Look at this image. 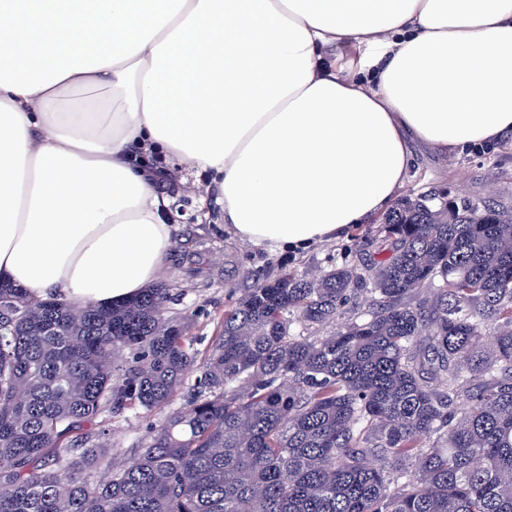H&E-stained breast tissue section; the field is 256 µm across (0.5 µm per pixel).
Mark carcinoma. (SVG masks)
<instances>
[{
  "label": "carcinoma",
  "instance_id": "cac0c4a2",
  "mask_svg": "<svg viewBox=\"0 0 512 512\" xmlns=\"http://www.w3.org/2000/svg\"><path fill=\"white\" fill-rule=\"evenodd\" d=\"M374 241L363 271L256 281L202 360L164 284L101 307L1 281L0 512H512V204L412 192ZM194 372L111 471L101 415Z\"/></svg>",
  "mask_w": 512,
  "mask_h": 512
}]
</instances>
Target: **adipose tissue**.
Returning <instances> with one entry per match:
<instances>
[{
    "label": "adipose tissue",
    "mask_w": 512,
    "mask_h": 512,
    "mask_svg": "<svg viewBox=\"0 0 512 512\" xmlns=\"http://www.w3.org/2000/svg\"><path fill=\"white\" fill-rule=\"evenodd\" d=\"M509 132L512 0H0V280L140 294L178 232L154 157L211 173L227 233L303 252L389 207L411 142Z\"/></svg>",
    "instance_id": "obj_1"
}]
</instances>
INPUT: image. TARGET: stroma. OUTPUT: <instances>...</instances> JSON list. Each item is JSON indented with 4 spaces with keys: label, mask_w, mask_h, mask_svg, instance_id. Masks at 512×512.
Wrapping results in <instances>:
<instances>
[{
    "label": "stroma",
    "mask_w": 512,
    "mask_h": 512,
    "mask_svg": "<svg viewBox=\"0 0 512 512\" xmlns=\"http://www.w3.org/2000/svg\"><path fill=\"white\" fill-rule=\"evenodd\" d=\"M412 163L402 193L448 188L452 194L481 196L496 190L512 202V136L462 152L444 154L427 146L412 147ZM170 178L161 186L172 204L168 221L178 224L176 245L161 274L175 284L177 298L166 305L169 317L190 319L189 336L199 352H207L224 317V309L254 283L255 276L275 277L282 271L316 274L337 265H364L373 250L366 238L375 221L356 226L348 237L294 254L238 243L224 230L208 173L170 164ZM166 413V412H165ZM161 411L125 409L103 420L113 453L129 460L149 429L160 424Z\"/></svg>",
    "instance_id": "1"
}]
</instances>
